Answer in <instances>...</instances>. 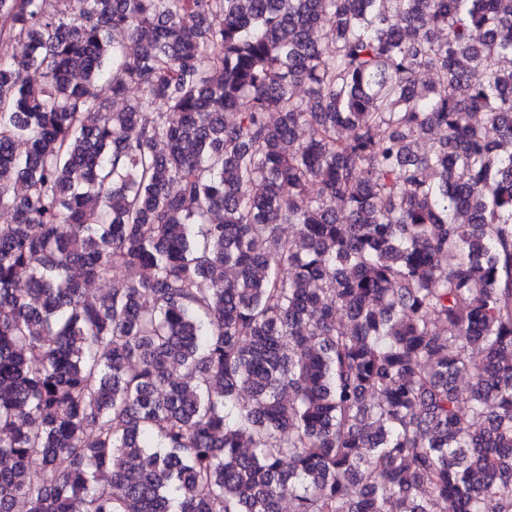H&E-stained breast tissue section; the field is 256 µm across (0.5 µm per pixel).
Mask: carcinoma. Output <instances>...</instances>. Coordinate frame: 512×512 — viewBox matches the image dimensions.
I'll use <instances>...</instances> for the list:
<instances>
[{"label":"carcinoma","mask_w":512,"mask_h":512,"mask_svg":"<svg viewBox=\"0 0 512 512\" xmlns=\"http://www.w3.org/2000/svg\"><path fill=\"white\" fill-rule=\"evenodd\" d=\"M507 56L512 0H0V512H512Z\"/></svg>","instance_id":"cac0c4a2"}]
</instances>
